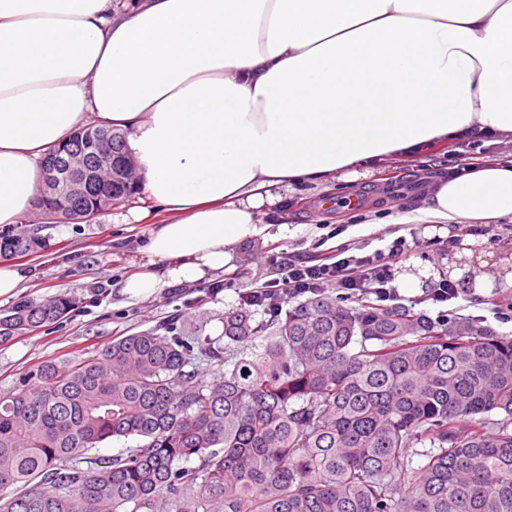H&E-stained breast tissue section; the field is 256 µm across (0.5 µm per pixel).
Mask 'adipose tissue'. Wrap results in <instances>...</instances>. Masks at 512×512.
I'll return each mask as SVG.
<instances>
[{
	"label": "adipose tissue",
	"mask_w": 512,
	"mask_h": 512,
	"mask_svg": "<svg viewBox=\"0 0 512 512\" xmlns=\"http://www.w3.org/2000/svg\"><path fill=\"white\" fill-rule=\"evenodd\" d=\"M126 131L144 299L223 272L306 185L467 134L512 138V0H0V225L78 129ZM430 224L512 216V164L439 182Z\"/></svg>",
	"instance_id": "ef3b65f1"
}]
</instances>
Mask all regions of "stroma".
Wrapping results in <instances>:
<instances>
[{"mask_svg":"<svg viewBox=\"0 0 512 512\" xmlns=\"http://www.w3.org/2000/svg\"><path fill=\"white\" fill-rule=\"evenodd\" d=\"M457 147L452 140L417 158L389 159L362 178L301 188L288 200L287 226L266 225L260 235L236 246L223 273L204 282L172 286L145 300L128 298L116 283L135 271L148 225L115 224L104 212L89 222L62 224L31 210L20 229L36 237L41 246L15 259L29 273L19 296L40 302L66 295L76 304L63 323L0 345V391L12 389L19 377L42 362L74 360L112 337L154 329L172 320L186 331L219 339L225 312L239 308L243 293L273 278L272 259L330 254L342 244L365 255L400 236L420 242L395 273L402 295L417 298L416 312L434 320L473 319L496 334L512 336V320L497 318L491 310L492 302L512 293V285L498 281L466 300L430 301L431 289L447 273L448 259L455 252L447 233L436 224L405 221L392 202L375 194L376 189L403 180L421 183L447 177L448 152ZM356 194L366 197L357 211L314 209L321 199ZM467 241L489 269H496L501 257L512 254V225L496 221L491 234L471 235Z\"/></svg>","mask_w":512,"mask_h":512,"instance_id":"35a3bbf8","label":"stroma"}]
</instances>
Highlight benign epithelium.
I'll return each instance as SVG.
<instances>
[{"label": "benign epithelium", "mask_w": 512, "mask_h": 512, "mask_svg": "<svg viewBox=\"0 0 512 512\" xmlns=\"http://www.w3.org/2000/svg\"><path fill=\"white\" fill-rule=\"evenodd\" d=\"M135 168L112 138L80 133L43 162L41 205L59 223L88 222L115 203L113 184L128 182Z\"/></svg>", "instance_id": "benign-epithelium-1"}]
</instances>
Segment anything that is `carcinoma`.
<instances>
[{
  "label": "carcinoma",
  "mask_w": 512,
  "mask_h": 512,
  "mask_svg": "<svg viewBox=\"0 0 512 512\" xmlns=\"http://www.w3.org/2000/svg\"><path fill=\"white\" fill-rule=\"evenodd\" d=\"M34 247L0 233V260ZM72 310L62 296L0 310V345ZM164 330L0 392V512H512V338L324 292L263 323L224 313L222 347ZM203 357L221 381L199 379ZM491 412L493 433L477 419Z\"/></svg>",
  "instance_id": "carcinoma-1"
}]
</instances>
